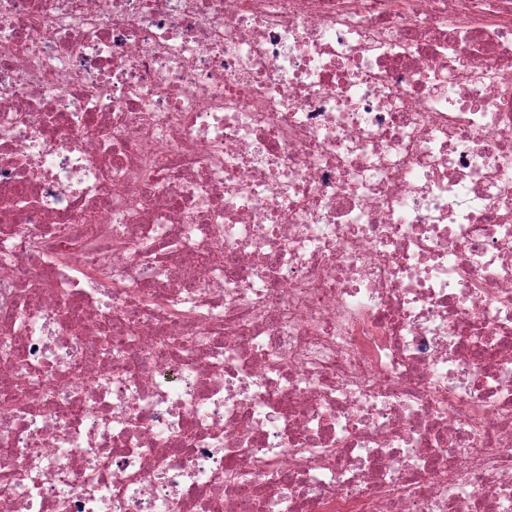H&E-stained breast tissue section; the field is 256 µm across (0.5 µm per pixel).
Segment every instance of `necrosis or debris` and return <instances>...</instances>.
I'll return each mask as SVG.
<instances>
[{
  "instance_id": "obj_1",
  "label": "necrosis or debris",
  "mask_w": 512,
  "mask_h": 512,
  "mask_svg": "<svg viewBox=\"0 0 512 512\" xmlns=\"http://www.w3.org/2000/svg\"><path fill=\"white\" fill-rule=\"evenodd\" d=\"M0 512H512V0H0Z\"/></svg>"
}]
</instances>
